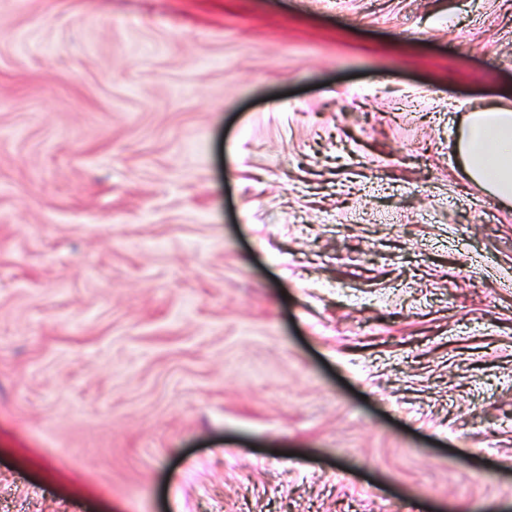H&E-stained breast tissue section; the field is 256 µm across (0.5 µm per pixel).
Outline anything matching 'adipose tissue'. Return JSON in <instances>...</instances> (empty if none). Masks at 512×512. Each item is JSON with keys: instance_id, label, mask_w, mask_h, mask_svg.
I'll return each instance as SVG.
<instances>
[{"instance_id": "adipose-tissue-1", "label": "adipose tissue", "mask_w": 512, "mask_h": 512, "mask_svg": "<svg viewBox=\"0 0 512 512\" xmlns=\"http://www.w3.org/2000/svg\"><path fill=\"white\" fill-rule=\"evenodd\" d=\"M467 178L503 202H512V102L490 99L472 111L457 146Z\"/></svg>"}]
</instances>
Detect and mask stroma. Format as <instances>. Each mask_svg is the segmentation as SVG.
Here are the masks:
<instances>
[{"label":"stroma","instance_id":"stroma-1","mask_svg":"<svg viewBox=\"0 0 512 512\" xmlns=\"http://www.w3.org/2000/svg\"><path fill=\"white\" fill-rule=\"evenodd\" d=\"M505 93L512 0H0V512H512ZM458 165L467 178L501 202H512V108L490 99L472 111L457 146Z\"/></svg>","mask_w":512,"mask_h":512}]
</instances>
